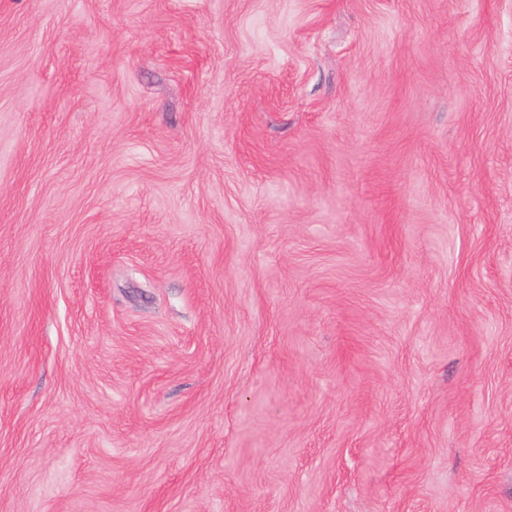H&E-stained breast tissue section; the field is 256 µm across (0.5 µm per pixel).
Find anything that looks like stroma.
I'll list each match as a JSON object with an SVG mask.
<instances>
[{
    "mask_svg": "<svg viewBox=\"0 0 512 512\" xmlns=\"http://www.w3.org/2000/svg\"><path fill=\"white\" fill-rule=\"evenodd\" d=\"M0 512H512V0H0Z\"/></svg>",
    "mask_w": 512,
    "mask_h": 512,
    "instance_id": "stroma-1",
    "label": "stroma"
}]
</instances>
